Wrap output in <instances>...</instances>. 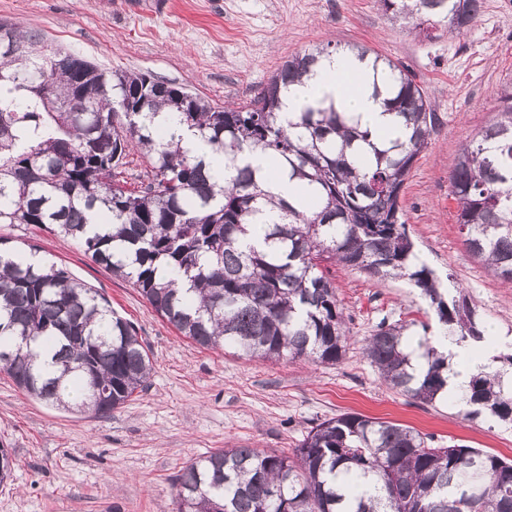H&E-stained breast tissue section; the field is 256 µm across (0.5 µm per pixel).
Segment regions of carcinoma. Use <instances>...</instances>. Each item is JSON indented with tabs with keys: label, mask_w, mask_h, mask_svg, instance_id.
I'll use <instances>...</instances> for the list:
<instances>
[{
	"label": "carcinoma",
	"mask_w": 512,
	"mask_h": 512,
	"mask_svg": "<svg viewBox=\"0 0 512 512\" xmlns=\"http://www.w3.org/2000/svg\"><path fill=\"white\" fill-rule=\"evenodd\" d=\"M419 34L443 25L460 32L479 0H381ZM0 225H33L73 239L84 255L130 281L153 309L204 348L250 358H306L336 364L348 332L336 285L323 263L408 280L434 309L439 335L489 341L470 299L440 292L414 262L399 197L438 117L405 69L363 46L382 67L373 96L405 129L377 138L333 102L292 115L282 91L312 72L331 45L297 53L248 102L213 106L145 74L113 73L15 24L0 23ZM171 113L180 131L224 156L213 174L182 137L159 134ZM135 151L145 171L122 167ZM273 156L309 201H275L266 174L248 162ZM457 222L468 250L512 284V103L469 140L448 167ZM270 205L279 220L262 223ZM112 229L89 234L92 217ZM0 237V372L48 405L106 416L141 388L151 370L138 331L98 291L48 260L22 263ZM380 324L366 357L396 392L431 403L447 390V358L437 336L416 340L411 364L403 331ZM498 369L474 375L459 412L512 423V393ZM177 512H512V464L464 445L437 448L400 424L357 413L327 419L303 437L294 457L224 448L187 464L175 481Z\"/></svg>",
	"instance_id": "carcinoma-1"
}]
</instances>
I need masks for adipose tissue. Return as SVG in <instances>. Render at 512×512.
<instances>
[{
  "mask_svg": "<svg viewBox=\"0 0 512 512\" xmlns=\"http://www.w3.org/2000/svg\"><path fill=\"white\" fill-rule=\"evenodd\" d=\"M373 67L370 60L344 52L321 60L314 73L291 86L283 96L284 109L294 113L317 100L332 99L345 112L377 134L395 131L393 115L384 112L372 95ZM438 350L448 358V397L456 399L480 366L490 364L493 350L467 344L443 342Z\"/></svg>",
  "mask_w": 512,
  "mask_h": 512,
  "instance_id": "adipose-tissue-1",
  "label": "adipose tissue"
}]
</instances>
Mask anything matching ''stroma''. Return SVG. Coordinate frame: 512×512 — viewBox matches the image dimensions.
I'll use <instances>...</instances> for the list:
<instances>
[{
    "label": "stroma",
    "mask_w": 512,
    "mask_h": 512,
    "mask_svg": "<svg viewBox=\"0 0 512 512\" xmlns=\"http://www.w3.org/2000/svg\"><path fill=\"white\" fill-rule=\"evenodd\" d=\"M0 0V22L37 29L101 68L145 73L214 105L249 101L287 57L317 44L358 43L405 67L439 125L400 194L419 263L476 305L496 350L512 346V287L473 257L450 196L448 164L512 96V0H480L460 35L427 37L392 23L379 0ZM104 294L135 324L151 359L141 391L109 416L45 406L0 373V444L15 466L0 512H176L173 481L191 460L246 446L293 455L307 432L343 413L414 427L512 461V425L468 419L446 400L388 389L362 348L379 323L437 333L418 290L331 266L349 327L334 365L261 361L203 349L163 320L131 282L92 263L71 239L35 226L0 227Z\"/></svg>",
    "instance_id": "35a3bbf8"
}]
</instances>
